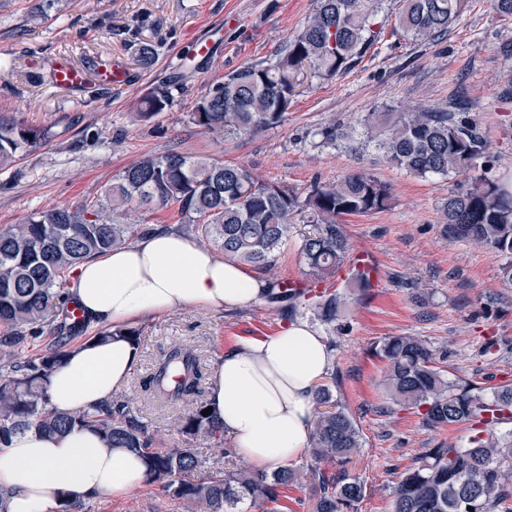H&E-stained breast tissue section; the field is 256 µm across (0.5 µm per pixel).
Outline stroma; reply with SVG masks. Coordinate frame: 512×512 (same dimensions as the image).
<instances>
[{
  "label": "stroma",
  "instance_id": "stroma-1",
  "mask_svg": "<svg viewBox=\"0 0 512 512\" xmlns=\"http://www.w3.org/2000/svg\"><path fill=\"white\" fill-rule=\"evenodd\" d=\"M37 0H0V113L50 128L53 136L8 171H0V229L35 212L101 198L113 177L145 154L180 152L246 167L257 178L299 193L359 171L388 184L389 209L344 217L349 250L344 269L327 287L346 295L335 326H320L332 350L335 398L362 434L348 465L365 484L354 512H391L400 473L426 449L466 444L470 423L424 424L418 410L393 406L381 386L384 365L373 347L393 335L419 337L448 378L491 387L512 382V286L501 269L512 257L444 236L441 208L470 178L512 189V18L489 0H468L448 34L419 43L393 37L399 0L379 15L389 35L374 43L350 72L313 79L295 96L284 122L240 138L216 139L190 121L196 103L241 65L271 61L311 14L314 0H56L35 20ZM211 43L206 57L198 39ZM157 58L144 71L135 63L142 43ZM64 56L77 68L117 59L126 83L98 84L91 100L77 101L53 84L51 63ZM169 87L170 106L145 119L137 104ZM462 101L489 144L470 177L415 176L388 163L369 142L363 120L371 112ZM343 131L324 145L320 129ZM368 252L382 273L368 295L350 290L349 268ZM288 322L266 301L247 308H188L135 321L137 361L118 394L152 423L165 445L181 444L172 426L176 409L154 405L141 390L163 349L179 342L194 349L204 372L244 340H259ZM84 512H194L192 504L146 483L125 497L86 501Z\"/></svg>",
  "mask_w": 512,
  "mask_h": 512
}]
</instances>
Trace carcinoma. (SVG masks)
Listing matches in <instances>:
<instances>
[{"label": "carcinoma", "instance_id": "obj_1", "mask_svg": "<svg viewBox=\"0 0 512 512\" xmlns=\"http://www.w3.org/2000/svg\"><path fill=\"white\" fill-rule=\"evenodd\" d=\"M384 0H315L305 25L282 45L274 62L244 64L224 75L200 99L191 121L216 138L237 137L280 125L308 76L321 79L347 73L377 40L384 38L376 18ZM467 0H402L392 34L409 41H433L448 34ZM170 94L156 90L139 101L140 115L153 117L169 105ZM379 125L377 148L386 159L418 175H465L476 167L486 140L467 112L451 105L420 106L406 112L369 113L365 125ZM51 130L0 113V169L13 166L46 143ZM389 187L360 172L332 184L314 186L306 196L286 184L258 180L247 168L224 165L179 152L146 155L116 174L103 196L33 213L24 224L0 230V445L13 434L36 430L63 435L89 428L106 447L140 455L147 482H159L196 512H277L281 489L311 482L315 512H350L365 485L347 469L362 448L360 429L328 384L315 387L314 430L309 447L315 464L304 470L280 466L272 471L237 469L222 475L207 471L194 448L225 444L224 425L204 414L207 401L195 398L205 378L194 350L174 343L143 380L142 390L161 408L192 402L173 422L184 437L163 447L129 404L121 399L93 410L61 412L49 405L47 387L53 370L91 322L72 319L64 303L67 277L86 259L127 244L135 234L124 222L136 211L173 210V229L215 243L224 257L271 272L288 242V219L304 212L315 232L300 245L307 281L320 284L343 265L348 242L343 216L389 208ZM443 231L450 239L472 241L512 255V190L477 179L443 205ZM303 293L286 290L284 281L268 279L266 301L295 313ZM60 303V321L50 327L53 344L44 353L15 362L44 330L49 307ZM341 300L322 294L315 314L336 325ZM385 365L382 380L396 406L421 411L430 427L472 421L477 427L468 445L430 448L400 475L392 491V512H512V431L495 434L487 427L512 418V384L485 388L458 384L436 366L433 352L411 335L388 336L375 348Z\"/></svg>", "mask_w": 512, "mask_h": 512}]
</instances>
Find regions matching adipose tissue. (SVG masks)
<instances>
[{"mask_svg": "<svg viewBox=\"0 0 512 512\" xmlns=\"http://www.w3.org/2000/svg\"><path fill=\"white\" fill-rule=\"evenodd\" d=\"M266 286L191 237L155 231L82 262L70 295L92 323L119 327L145 315L186 308L245 307ZM129 337L74 348L50 378L52 407L83 411L112 398L135 367ZM331 364L323 337L307 321L224 353L210 377L208 404L235 452L255 470L302 458L314 429V387ZM145 481L131 452L108 449L86 428L63 436L30 430L0 446V512H55L67 500L122 496Z\"/></svg>", "mask_w": 512, "mask_h": 512, "instance_id": "1", "label": "adipose tissue"}]
</instances>
